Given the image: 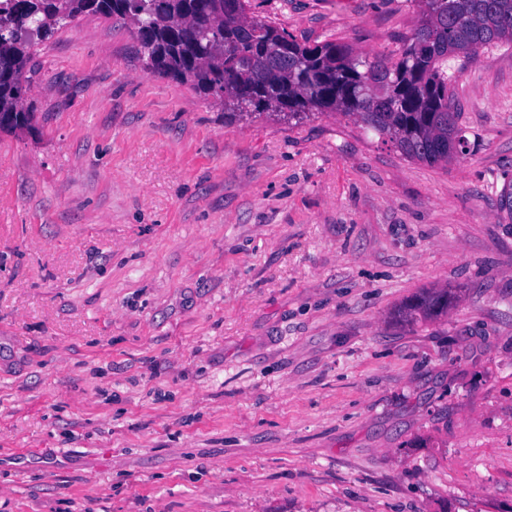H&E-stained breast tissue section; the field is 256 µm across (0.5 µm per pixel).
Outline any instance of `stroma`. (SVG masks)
<instances>
[{"label": "stroma", "instance_id": "35a3bbf8", "mask_svg": "<svg viewBox=\"0 0 512 512\" xmlns=\"http://www.w3.org/2000/svg\"><path fill=\"white\" fill-rule=\"evenodd\" d=\"M397 59L417 0H249ZM464 156L224 112L84 14L0 131V512H512V45ZM447 313L409 319L439 289Z\"/></svg>", "mask_w": 512, "mask_h": 512}]
</instances>
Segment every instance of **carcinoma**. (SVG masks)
<instances>
[{
  "instance_id": "carcinoma-1",
  "label": "carcinoma",
  "mask_w": 512,
  "mask_h": 512,
  "mask_svg": "<svg viewBox=\"0 0 512 512\" xmlns=\"http://www.w3.org/2000/svg\"><path fill=\"white\" fill-rule=\"evenodd\" d=\"M420 17L395 62L361 60L347 45L300 43L248 16L247 0H0V130L31 126L25 70L35 41L94 11L129 19L153 72L190 82L233 111L358 118L408 158L430 165L465 152L448 87L449 62L512 44V0H418ZM448 311V289L414 304Z\"/></svg>"
}]
</instances>
